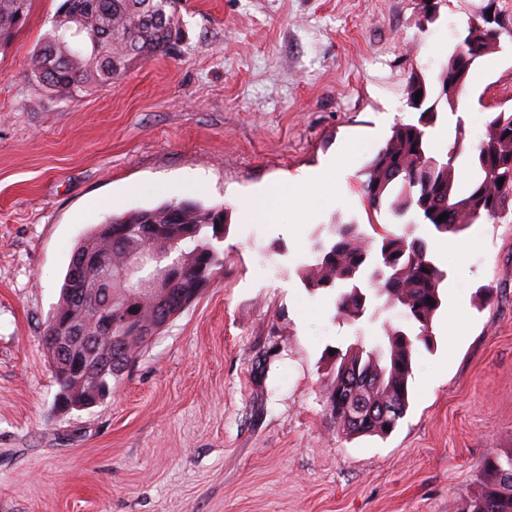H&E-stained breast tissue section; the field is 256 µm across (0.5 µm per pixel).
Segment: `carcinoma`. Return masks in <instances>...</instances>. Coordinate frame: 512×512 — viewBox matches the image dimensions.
Here are the masks:
<instances>
[{"mask_svg": "<svg viewBox=\"0 0 512 512\" xmlns=\"http://www.w3.org/2000/svg\"><path fill=\"white\" fill-rule=\"evenodd\" d=\"M32 0H0V48L7 46L24 24ZM181 0H64L52 20L50 30L32 58V73L42 86L57 97H70L78 90L108 85L121 77L130 64L166 57L181 37ZM496 50L476 51L466 58L448 53L436 83L412 78L407 86L408 104L418 111L414 123H398L392 134L366 168L360 189L368 210H388L402 219L409 211L440 233H459L483 219L512 215V112H493L486 134L464 167L457 165L463 151L466 130L455 124L445 156L428 153L427 130L436 127L445 109L455 110V101L465 90L475 61ZM421 98H416V92ZM504 179L498 186V179ZM442 214L448 215L438 221ZM224 221V208L204 207L191 201H171L155 208L115 215L112 223L124 228L123 248L144 247L139 225L151 222L173 225L177 259L186 267L185 276L174 291L199 287L196 270L202 266L212 273L223 266L214 246V224ZM328 243L319 244L313 263L304 269L305 285L313 290L336 289V316L356 325L375 321L389 309H399L404 324H382L386 346L368 350L362 343L350 347L336 360L331 388L325 396L329 416L349 435H387L398 425L409 406L408 381L412 376L416 345H429L434 316L443 303L441 288L448 278L432 259L426 241L412 230L402 234L384 232L376 237L360 225L333 224ZM100 257L101 270L112 276V309L121 308L131 291L120 277L122 252L113 250L93 227L73 252L71 262ZM75 284L65 277L57 311L72 313L87 336L99 335L100 320L107 311L96 305L95 288L84 297L73 293ZM432 304H427V299ZM112 330V364L96 370L100 387L112 385L136 359L146 342L143 336H122ZM59 391L73 383L72 368L77 361L98 363L83 351L61 358L49 350ZM368 382L362 394L376 403L393 402V417L375 412L372 417L348 418L341 397L344 377ZM480 489L466 501L464 512H512V452L505 457L483 460Z\"/></svg>", "mask_w": 512, "mask_h": 512, "instance_id": "carcinoma-1", "label": "carcinoma"}]
</instances>
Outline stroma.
<instances>
[{"mask_svg": "<svg viewBox=\"0 0 512 512\" xmlns=\"http://www.w3.org/2000/svg\"><path fill=\"white\" fill-rule=\"evenodd\" d=\"M417 3L182 0L177 54L65 101L31 70L61 0H32L0 50V512H461L483 459L512 452V217L415 227L448 285L395 430L349 436L325 407L333 350L383 336L338 319L302 268L327 225L368 226L358 185L417 118L405 87L435 80L481 0H448L427 25ZM494 6L507 33L431 156L456 120L470 153L490 109L512 111V0ZM326 166L332 191L280 203ZM260 193L265 211L247 213ZM183 199L226 211L214 284L112 394L59 409L43 336L75 247Z\"/></svg>", "mask_w": 512, "mask_h": 512, "instance_id": "obj_1", "label": "stroma"}]
</instances>
